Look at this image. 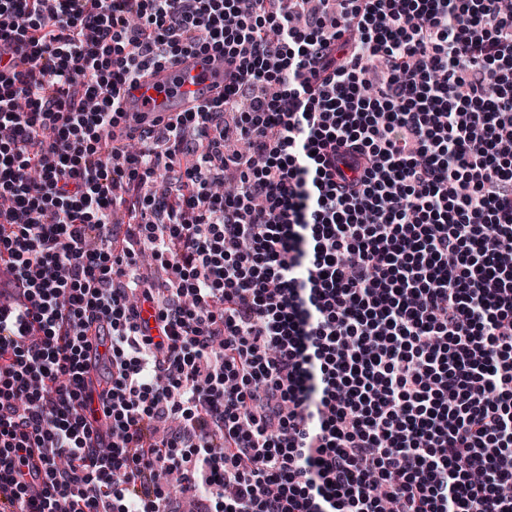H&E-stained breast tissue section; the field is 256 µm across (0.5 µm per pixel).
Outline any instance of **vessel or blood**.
Here are the masks:
<instances>
[{
    "mask_svg": "<svg viewBox=\"0 0 512 512\" xmlns=\"http://www.w3.org/2000/svg\"><path fill=\"white\" fill-rule=\"evenodd\" d=\"M224 82V61L194 55L151 70L137 85L125 91L129 112H192Z\"/></svg>",
    "mask_w": 512,
    "mask_h": 512,
    "instance_id": "vessel-or-blood-1",
    "label": "vessel or blood"
}]
</instances>
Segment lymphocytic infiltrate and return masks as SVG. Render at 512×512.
<instances>
[{
    "mask_svg": "<svg viewBox=\"0 0 512 512\" xmlns=\"http://www.w3.org/2000/svg\"><path fill=\"white\" fill-rule=\"evenodd\" d=\"M210 53L221 91L116 137ZM509 486L512 0H0V512ZM224 84V58H179L151 70L137 85L127 88V112H194L203 99L212 96L215 85Z\"/></svg>",
    "mask_w": 512,
    "mask_h": 512,
    "instance_id": "f902f5d3",
    "label": "lymphocytic infiltrate"
}]
</instances>
